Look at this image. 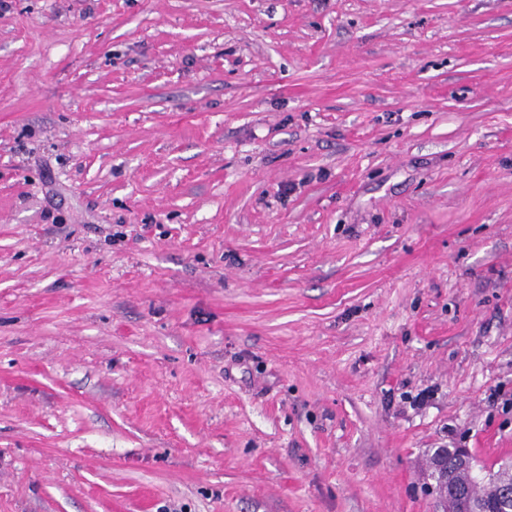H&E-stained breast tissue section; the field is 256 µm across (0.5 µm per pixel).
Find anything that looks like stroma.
Listing matches in <instances>:
<instances>
[{"instance_id": "35a3bbf8", "label": "stroma", "mask_w": 512, "mask_h": 512, "mask_svg": "<svg viewBox=\"0 0 512 512\" xmlns=\"http://www.w3.org/2000/svg\"><path fill=\"white\" fill-rule=\"evenodd\" d=\"M0 512H436L512 455V0H8ZM460 442L455 443V451L457 453V467L459 471H468L475 473L478 466L477 461L473 457L469 448ZM448 449V464H444L446 452ZM437 455L438 462L430 460V470H435L431 479L433 484H429L428 489L431 490L440 505V512H486L485 498L486 493L492 491L496 494L498 506L503 510H508L512 503V484H506L499 479V473L503 478H510L512 473V457L501 459L497 464L490 468H484L486 472L481 480V493L477 496L472 494L463 495L459 491V484L456 479V473H448V467L455 468V456L451 448H436L434 455ZM498 469L495 471V467ZM509 473H508V472Z\"/></svg>"}]
</instances>
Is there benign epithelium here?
<instances>
[{
	"label": "benign epithelium",
	"instance_id": "obj_1",
	"mask_svg": "<svg viewBox=\"0 0 512 512\" xmlns=\"http://www.w3.org/2000/svg\"><path fill=\"white\" fill-rule=\"evenodd\" d=\"M457 453V467L460 471L473 473L476 471L477 461L472 453L462 443H455ZM447 449L437 448L434 454L437 460L430 462V469L434 470L432 475L433 484L428 486L440 505V512H486V493L496 494L498 506L507 510L512 505V484H507L499 479V473L508 471L512 473V457L497 462V467L486 468V476L481 480V493L477 496L472 494L463 495L459 491V484L456 474L448 472V465L444 464Z\"/></svg>",
	"mask_w": 512,
	"mask_h": 512
}]
</instances>
